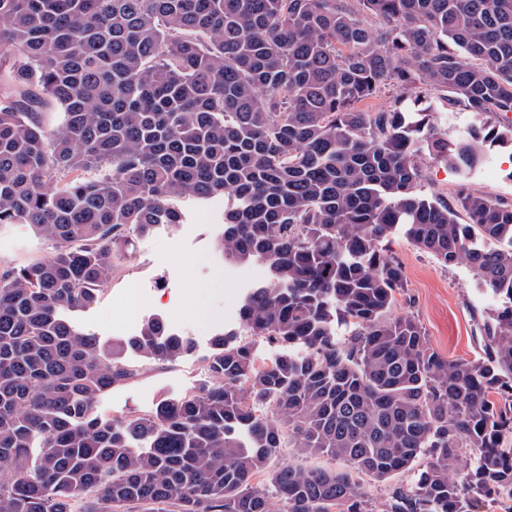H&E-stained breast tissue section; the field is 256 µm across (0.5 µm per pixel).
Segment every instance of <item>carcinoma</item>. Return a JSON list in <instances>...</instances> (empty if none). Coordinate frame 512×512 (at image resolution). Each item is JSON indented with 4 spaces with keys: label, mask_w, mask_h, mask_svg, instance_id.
I'll use <instances>...</instances> for the list:
<instances>
[{
    "label": "carcinoma",
    "mask_w": 512,
    "mask_h": 512,
    "mask_svg": "<svg viewBox=\"0 0 512 512\" xmlns=\"http://www.w3.org/2000/svg\"><path fill=\"white\" fill-rule=\"evenodd\" d=\"M386 86L399 107H362ZM435 94L482 121L431 126ZM510 113L512 0H0V232L53 250L0 263V512L511 502L512 205L462 188L460 224L417 191L423 148L469 172L512 143L490 126ZM216 196L218 253L269 270L239 308L245 337H211L194 394L102 414L135 376L127 352L164 365L196 342L149 317L107 345L68 314L135 240L183 222L179 201ZM397 232L466 261L494 301L479 359L388 316L403 271L380 245ZM282 448L338 466L276 465ZM401 474L379 506L361 483Z\"/></svg>",
    "instance_id": "cac0c4a2"
}]
</instances>
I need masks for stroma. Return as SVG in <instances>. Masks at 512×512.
<instances>
[{"instance_id":"35a3bbf8","label":"stroma","mask_w":512,"mask_h":512,"mask_svg":"<svg viewBox=\"0 0 512 512\" xmlns=\"http://www.w3.org/2000/svg\"><path fill=\"white\" fill-rule=\"evenodd\" d=\"M420 162L419 191L456 208L459 174L427 155ZM469 188L512 203V147L492 148L490 160L472 175ZM180 208L183 224L138 241L94 305L73 315L81 330L104 341L136 334L150 316L161 317L171 331L196 337L190 356L166 365L142 363L135 378L101 396L100 410L116 418L146 414L165 398L197 391L206 378L203 366L210 338L237 328L246 288L267 278L263 263L227 264L216 257L223 198L185 199ZM382 252L398 261L404 274L393 314L413 316L432 346L448 359L479 358L488 302L475 291L468 264L443 266L399 233L383 242ZM50 255V248L25 230L0 233L1 262L19 266Z\"/></svg>"}]
</instances>
